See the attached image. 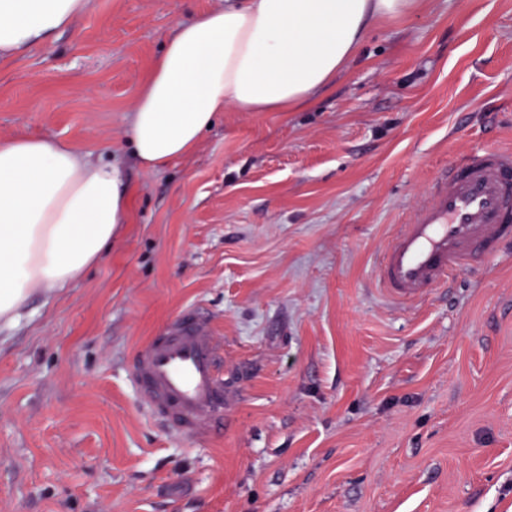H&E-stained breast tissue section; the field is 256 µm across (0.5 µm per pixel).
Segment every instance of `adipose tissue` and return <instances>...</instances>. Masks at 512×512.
Instances as JSON below:
<instances>
[{
    "mask_svg": "<svg viewBox=\"0 0 512 512\" xmlns=\"http://www.w3.org/2000/svg\"><path fill=\"white\" fill-rule=\"evenodd\" d=\"M422 0H226L181 19L137 91L129 139L142 164L187 156L225 107L288 112L306 105L362 50L377 22ZM90 0H0V62L51 41ZM119 165L69 144L0 142V325L28 299L67 286L112 247L130 220Z\"/></svg>",
    "mask_w": 512,
    "mask_h": 512,
    "instance_id": "obj_1",
    "label": "adipose tissue"
}]
</instances>
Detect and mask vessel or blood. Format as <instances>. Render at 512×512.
<instances>
[{
	"mask_svg": "<svg viewBox=\"0 0 512 512\" xmlns=\"http://www.w3.org/2000/svg\"><path fill=\"white\" fill-rule=\"evenodd\" d=\"M512 243V150L477 149L441 170L398 226L375 270L383 297L404 306L449 287L472 261L490 263ZM224 345L210 321L188 311L171 320L131 362L142 405L179 434L224 428Z\"/></svg>",
	"mask_w": 512,
	"mask_h": 512,
	"instance_id": "vessel-or-blood-1",
	"label": "vessel or blood"
}]
</instances>
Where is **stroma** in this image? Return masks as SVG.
I'll use <instances>...</instances> for the list:
<instances>
[{
	"instance_id": "stroma-1",
	"label": "stroma",
	"mask_w": 512,
	"mask_h": 512,
	"mask_svg": "<svg viewBox=\"0 0 512 512\" xmlns=\"http://www.w3.org/2000/svg\"><path fill=\"white\" fill-rule=\"evenodd\" d=\"M224 0H92L0 65V142L119 163L112 250L0 330V512H512V248L398 307L396 224L460 154L512 148V0H426L291 112L225 108L142 168L140 82L175 23ZM224 342L223 433L141 406L134 351L179 314Z\"/></svg>"
}]
</instances>
